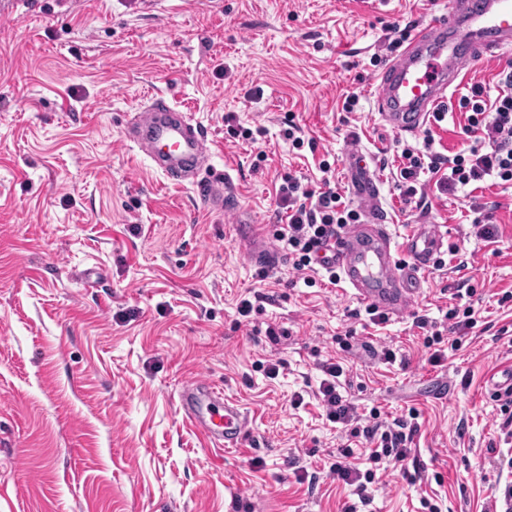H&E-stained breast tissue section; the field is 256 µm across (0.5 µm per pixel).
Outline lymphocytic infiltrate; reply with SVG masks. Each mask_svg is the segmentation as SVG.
<instances>
[{"instance_id":"1","label":"lymphocytic infiltrate","mask_w":512,"mask_h":512,"mask_svg":"<svg viewBox=\"0 0 512 512\" xmlns=\"http://www.w3.org/2000/svg\"><path fill=\"white\" fill-rule=\"evenodd\" d=\"M502 84L495 99H488L480 84L471 85L469 93L459 99V109L468 114L464 132L472 139L466 148L447 156L433 151V140L427 135L422 149L402 150L398 188L405 201L416 197L419 177L425 171L440 174V187L449 192L488 177L512 183V70L505 73ZM276 196L282 223L274 238L287 251L293 269L303 273L319 267L326 270L329 281H336L335 268L320 251L345 226L358 223L359 213L330 185L315 190L291 174L283 177ZM322 372L318 395L326 418L334 424H348L355 419L356 408L338 390L343 369L338 363L326 362ZM363 435L373 446V461L388 458L398 463L411 452L413 434L406 420H395L386 429L365 427Z\"/></svg>"}]
</instances>
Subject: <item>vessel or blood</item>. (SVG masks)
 I'll list each match as a JSON object with an SVG mask.
<instances>
[{"mask_svg": "<svg viewBox=\"0 0 512 512\" xmlns=\"http://www.w3.org/2000/svg\"><path fill=\"white\" fill-rule=\"evenodd\" d=\"M512 45V0H451L448 11L418 27L399 56L379 77L375 110L399 133L419 131L451 88L465 79V62ZM126 141L165 176L191 185L209 210L232 213L249 224V210L229 200L226 178L211 172L210 142L199 122L164 95L151 96L129 113ZM349 182L363 218L333 238L325 253L341 281L357 298L382 313L401 311L419 287L442 244L433 232L408 236L396 246L379 200V182L359 149L347 155ZM179 405L186 420L219 448H236L248 418L221 388L192 381L182 386Z\"/></svg>", "mask_w": 512, "mask_h": 512, "instance_id": "obj_1", "label": "vessel or blood"}]
</instances>
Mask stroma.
Returning <instances> with one entry per match:
<instances>
[{
	"mask_svg": "<svg viewBox=\"0 0 512 512\" xmlns=\"http://www.w3.org/2000/svg\"><path fill=\"white\" fill-rule=\"evenodd\" d=\"M447 7L0 0V512H427L426 500L439 512H504L512 443L486 382L512 365V301L501 300L512 294V186L489 178L446 193L425 173V206L405 203L400 154L422 148L424 135L395 132L374 110L382 65L398 54L392 26ZM511 64L509 48L466 62L448 103L470 84L496 86ZM157 93L204 126L213 167L257 223L276 224L287 173L314 189L329 177L352 202L345 156L355 146L375 160L398 240L419 224L444 234L440 264L380 326L324 270L310 286L288 264L259 279L239 225L125 141L126 114ZM353 93L358 106L343 111ZM228 114L261 136L231 137ZM292 122L306 147L285 138ZM478 214L494 239L478 237ZM90 268L98 284L80 279ZM462 281L480 299L477 325L458 346L441 341L430 362L414 321L446 331ZM245 299L255 310L243 321ZM331 358L360 425L374 410L386 424L415 415L405 461L372 463L370 443L327 421L317 391ZM271 359L284 362L272 377ZM192 380L248 411L240 447L211 446L184 418L178 393ZM345 447L350 464L379 470L368 505L330 472ZM303 473L315 483L298 482Z\"/></svg>",
	"mask_w": 512,
	"mask_h": 512,
	"instance_id": "35a3bbf8",
	"label": "stroma"
}]
</instances>
